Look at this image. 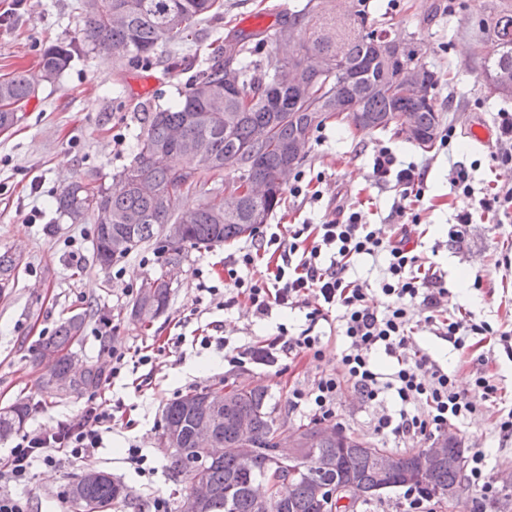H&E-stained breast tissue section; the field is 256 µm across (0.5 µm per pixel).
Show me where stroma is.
<instances>
[{"label":"stroma","mask_w":512,"mask_h":512,"mask_svg":"<svg viewBox=\"0 0 512 512\" xmlns=\"http://www.w3.org/2000/svg\"><path fill=\"white\" fill-rule=\"evenodd\" d=\"M224 9L203 18L188 40L167 46L150 66L121 63L79 41L82 22L78 0H0V75L37 70L42 52L61 40L76 41L69 66L55 83L41 84L17 111V121L0 132V251L20 257L11 288L0 294V409L30 401L33 412L23 432L55 430L58 422L79 414L87 395H62L47 390L40 379L48 365L34 359L39 343L73 314L85 316V329L73 350L81 364L112 368V352L133 356L147 351L148 365L126 369L120 378L104 379L95 395L119 399L110 433L102 448L84 459L63 458L56 466L35 465L21 495L31 512H71L68 489L89 470L105 471L127 488L125 499L109 512H151L156 496L178 507L185 482L174 479L159 445L163 410L192 390L258 383L268 389V405L282 434L310 423L293 409L292 386L312 384L315 370L304 359L290 358L268 344L280 329L297 335L307 327L302 308L272 307L258 314L246 303L225 305L224 270L237 266L252 240L212 248H183L179 266L150 244L101 268L93 252V223L74 224L60 214L55 198L74 179L111 187L112 178L133 156V133L140 128L142 107L177 103L188 76L222 45L226 36L244 31L247 21L281 20L303 0H223ZM372 19L388 16L401 39L417 36L423 59L439 76L437 103L443 126L456 135L451 144L421 149L390 132L353 133L330 119L315 132L309 153L295 174L306 184L308 197L284 194L268 219L283 226L316 224L357 212L365 224L389 230L401 223L399 190L372 178L375 151L391 147L399 160L425 166L424 198L419 224L412 231L417 252L441 275L448 294V314L464 310L492 328L512 323V222H477L452 233L455 216L471 201L450 191L451 163L464 166L475 191L512 186V164L494 155L499 145H482L468 131L477 121L496 126L500 112L512 113V99L488 92L481 70L470 58L471 32L476 25L477 0H368ZM163 272L171 280L167 310L151 320L131 318L132 300L142 279ZM482 276L484 285L462 287V280ZM109 348H102V341ZM414 346L447 367L460 388H471L475 374L488 367L512 398V350L502 342L480 348L478 359L461 365L460 351L436 336L432 325L419 323ZM249 349L251 357L229 365V349ZM393 403L373 408L358 393L343 388L333 427L394 453L425 447V440L407 435L383 438L374 424ZM500 406L488 404L483 415L465 421L454 433L463 452L486 449L491 478L512 471V439L500 440L491 423ZM142 448L156 472L136 473L126 460L129 446Z\"/></svg>","instance_id":"stroma-1"}]
</instances>
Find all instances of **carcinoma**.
I'll use <instances>...</instances> for the list:
<instances>
[{
    "instance_id": "1",
    "label": "carcinoma",
    "mask_w": 512,
    "mask_h": 512,
    "mask_svg": "<svg viewBox=\"0 0 512 512\" xmlns=\"http://www.w3.org/2000/svg\"><path fill=\"white\" fill-rule=\"evenodd\" d=\"M334 0H305L288 13L272 32L268 42L278 44L283 36L295 41L286 59L270 51L264 66L256 71L247 60L245 37L224 38L223 55L200 67L189 79L181 101L166 109L144 110L135 135L134 156L113 177L111 188L76 180L64 186L56 197L57 209L72 223L94 221V254L98 263L109 266L133 250L153 241L168 254V260L182 258L185 244L211 247L246 238L244 225L266 223L279 206L284 192L278 183L280 169L291 160L293 144L312 138L322 121L336 113L337 100L348 111L362 115L369 130H395L403 116L415 118L418 144L430 149L441 125L435 89L436 72L415 58L413 40L397 41L390 36V20H369L367 0H359L360 10L352 16L336 13ZM219 0H80L82 41L92 49L119 61L149 64L156 51L184 38L195 23L220 13ZM483 17L472 32L475 58L486 79L512 77V0H485ZM73 56V43L48 47L34 73H15L0 80V131L17 120L20 103L34 95L43 82H53ZM414 66L422 70L419 85L408 92H393L401 72ZM224 177V187L243 192L233 212L224 211V193L199 182L202 175ZM198 191L204 201L196 208L176 211V203L186 193ZM183 224L178 238L167 233L168 225ZM18 259L9 251L0 252V290L8 287ZM170 300L169 283L163 276L145 278L133 299L130 315L153 318ZM84 331V318L73 315L41 344L37 360L54 361L51 377L68 372L72 347ZM102 370L89 365L75 381L74 392L98 388ZM207 390H194L167 404L163 412L161 438L179 430V445L192 450L191 422L205 409L190 402ZM231 402L224 407L219 429L224 456L209 463L202 474L188 469L186 455L169 454L170 468L194 487L202 477L218 495L207 512H256L249 484L276 466L272 457L275 418L269 411L265 387L235 386ZM32 407L18 401L0 410V437L19 431ZM240 414L253 416L256 455L244 466L228 450L235 439L232 420ZM318 424L302 426V433L314 438L311 463L330 458L337 467L326 468L314 479L301 474L291 479L288 497L271 505L269 512H332L333 505L317 494L318 486L341 478L347 487H417L429 496L449 486L461 487L464 468L454 464L420 473L422 448L400 454L396 470L389 477L377 469L372 446L363 441L342 448L317 439ZM86 475L70 486L84 492L108 508L127 495L119 481L108 476L87 484Z\"/></svg>"
}]
</instances>
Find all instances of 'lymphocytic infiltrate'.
I'll list each match as a JSON object with an SVG mask.
<instances>
[{"label":"lymphocytic infiltrate","mask_w":512,"mask_h":512,"mask_svg":"<svg viewBox=\"0 0 512 512\" xmlns=\"http://www.w3.org/2000/svg\"><path fill=\"white\" fill-rule=\"evenodd\" d=\"M372 175L378 182L394 181L401 198L423 197L421 168L399 163L388 147L375 151ZM449 182L454 191L472 200L470 209L457 214L458 223H472L479 213L496 215L512 209L511 186L475 195L467 170L458 166L451 167ZM409 219V224L399 225L387 237L361 223L355 212L343 220L306 224L292 232L288 244L289 252L301 255L294 268L277 266L270 283L239 276L233 269L228 276L236 296L244 298L257 313H267L275 305L307 308L309 327L295 336L276 337L275 342L283 352L308 363L317 365L323 360L322 341L314 325L338 318L347 339L338 365L335 371L320 372L310 388L294 390V406L305 407L315 418H334L339 395L349 385L368 405L381 406L387 398L395 399L396 413L380 416L376 433L428 439L482 414L486 402L497 397L499 386L493 374L483 369L477 372L472 391L459 390L447 369L428 355L414 352L412 322L416 310H425L427 322L458 350L468 349L474 336L496 335L505 342L512 333L495 332L467 313L445 316L442 300L448 290L437 274L418 271L420 257L410 244L409 225L418 222L419 216L413 213ZM381 255L387 267L379 287L392 300L382 312L370 306L366 288L346 275L357 257ZM379 352L396 359L391 373H382L376 366L373 356ZM111 428V410L91 404L78 419L60 423L53 433L23 435L0 461V478L23 486L30 481L35 464L52 467L62 455L89 457L101 447L104 433Z\"/></svg>","instance_id":"lymphocytic-infiltrate-1"}]
</instances>
